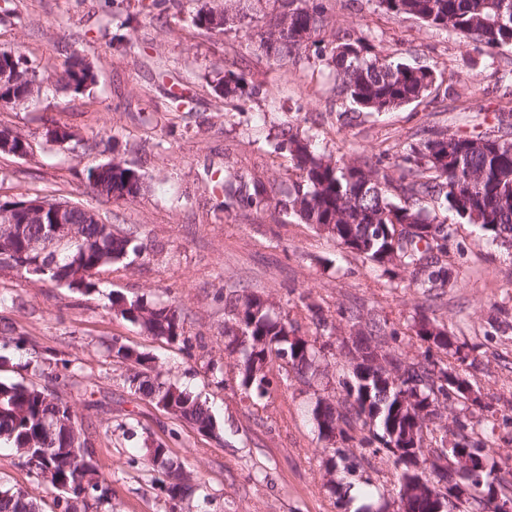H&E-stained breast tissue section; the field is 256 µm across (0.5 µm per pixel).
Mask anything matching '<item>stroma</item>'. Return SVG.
Returning a JSON list of instances; mask_svg holds the SVG:
<instances>
[{
	"label": "stroma",
	"instance_id": "obj_1",
	"mask_svg": "<svg viewBox=\"0 0 512 512\" xmlns=\"http://www.w3.org/2000/svg\"><path fill=\"white\" fill-rule=\"evenodd\" d=\"M334 37L366 35L383 54L433 68L436 82L421 101L382 113L352 108L336 93L331 67L314 51L275 62L259 48L274 0H246L245 18L222 33L195 26L191 7L166 0L152 12L141 0H0V48H15L38 65L40 93L27 108L0 105V128L24 134L30 149L19 158L0 153V200L38 196L78 203L99 212L114 232L135 231L142 254L98 275L90 294L34 281L0 267V317L11 319L27 344L72 361L58 376L40 362L0 367V377L54 384L75 398L93 386L96 404L81 408L93 460L112 482V501L97 512H169L159 483L141 464L146 446L167 444L174 461L193 471L209 496L207 512H353L342 473H327L326 441L313 425L317 398H343L345 357L328 361V378L281 380L269 398L252 406L242 398L236 361L224 352L222 293L261 295L287 311L304 333L314 326L308 304L320 305L350 333L351 314L385 321L405 358L420 355L411 325L419 314L455 336L467 354L464 373L485 408L477 412L475 440L512 466V247L479 225L447 221L448 247L439 254L448 283L429 291L412 287V269L382 268L321 234L288 210L295 171L287 152L273 145L287 130L310 137L325 153L362 160L396 157L429 128L445 133L494 135L498 114L512 113V49L489 52L456 33L379 8L377 0H321ZM92 62L97 79L81 93L55 79L70 56ZM240 74L245 94L225 109L215 90L224 74ZM191 104L175 109L173 88ZM83 140L103 142L82 156L73 143L47 139L54 125ZM117 159L142 174L146 188L133 201L92 193L87 163ZM261 181L275 199L261 210L223 208L210 171ZM150 296L188 313V345L142 333L106 308V292ZM154 357L163 379L206 397L218 420L205 435L175 422L127 382V368L107 350L112 339ZM224 370L214 384L209 361ZM0 488H22L43 512H57L54 495L0 451Z\"/></svg>",
	"mask_w": 512,
	"mask_h": 512
}]
</instances>
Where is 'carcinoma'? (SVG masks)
I'll use <instances>...</instances> for the list:
<instances>
[{
	"mask_svg": "<svg viewBox=\"0 0 512 512\" xmlns=\"http://www.w3.org/2000/svg\"><path fill=\"white\" fill-rule=\"evenodd\" d=\"M380 7L395 15L413 16L425 24L460 33L490 51L512 48V0H377ZM277 11L271 16L267 30L260 40L268 58L281 62L315 43V36L327 26L325 8L309 5V0H276ZM288 22V30L281 29ZM193 23L211 32L222 33L231 25L225 9L206 3L195 9ZM15 57L14 86L0 91V99L13 94L35 95L38 89L31 85L43 81L38 67L28 61L17 49H0V64L7 67L9 56ZM327 61L336 71V89L365 112H386L416 102L431 91L434 72L414 67L402 61L382 56L365 36L350 35L330 43ZM96 82L91 63L81 59L71 61L58 75L57 83L73 92H81ZM441 137L436 133L401 156L396 164L400 175L393 177L379 163L356 158L335 159L317 152L310 138L288 131L285 138L274 145V150H287L299 181L293 185L289 206L294 215L315 226L331 224L323 233L344 248L360 254L371 263L390 248H397L402 265L414 268L412 284L421 289L445 284L450 279L448 268L435 261L422 262L431 248L441 249L448 241L445 222L430 216L420 200L430 197L456 220L479 224L494 239L512 243V139L480 134H454V151L440 160L431 154L430 145ZM86 180L92 192L107 191L115 200H134L144 190L141 175L124 163L112 160L90 165L85 169ZM215 183L224 192L222 205L235 203L246 206H267L271 198L259 184L253 192L234 186L241 180L238 174L218 175ZM400 192L404 203L393 201L394 192ZM79 242L68 254L57 253L49 239L48 225L22 224L21 233L12 240L14 252L27 251L30 242H40V252L32 258H41L42 274L47 283L68 288L79 283L83 291L95 288L93 272H99L122 263L129 253H139L132 233L116 234L112 225L86 224L81 211L74 214ZM394 224H414L416 231L409 237L394 240L389 234ZM108 308L120 310L121 318L136 326L148 336L169 343H186L185 317L173 304L147 298H128L112 292L108 294ZM312 313L315 335H299V326L288 314L277 315L267 300L252 292L233 291L224 297V350L236 356L239 387L253 405L260 404L273 386L276 357L288 358L287 373L309 381L325 374L322 365L328 351L323 339L332 336L329 318L322 309L307 304ZM360 327L354 343V353L369 357L374 364L367 367L366 385L347 387L345 395L335 401L317 399L313 412L318 434L323 428L339 429L342 443L351 446L349 452L339 447L326 449L325 467L332 472L340 467L350 476L356 475L371 458L390 462L397 471V497L409 495L403 485L406 468L390 454L386 429L393 425L399 434L416 438L415 455L421 461L435 452L425 444V437L441 426L442 413L436 419L416 426L415 415L401 411L398 396H423L433 404L438 397L451 399L448 389L435 379L438 362L431 355L458 353L455 337L444 336L435 344V353L425 350L423 359L401 368L393 367L385 326L370 319L357 322ZM109 353L116 361L128 365L127 380L134 391L158 405L165 401L174 407L169 418L192 425L202 433L216 428V418L201 396L174 383L160 380L154 372L153 358L142 354L128 362L130 348L115 339ZM458 441L455 446L470 449L483 457L485 465L468 475L455 479L440 471L425 475L433 490L439 494L448 491V484L469 481L484 490H496L502 497H512V469L504 470L484 443L473 441L466 434L467 424L457 422ZM0 443L15 449L21 464L34 478L57 491L56 506L61 512H76L72 501L81 507L102 505L112 500V482L93 462V451L76 403L63 397L47 385L24 383L0 378ZM142 465L148 472L162 475L170 508L175 510L190 504L200 487L193 486L190 473L169 458V448L160 443L145 449ZM0 512H39L36 499L20 488L0 489Z\"/></svg>",
	"mask_w": 512,
	"mask_h": 512,
	"instance_id": "carcinoma-1",
	"label": "carcinoma"
}]
</instances>
